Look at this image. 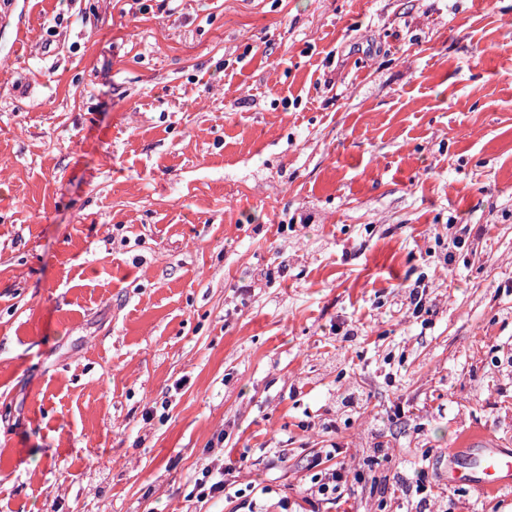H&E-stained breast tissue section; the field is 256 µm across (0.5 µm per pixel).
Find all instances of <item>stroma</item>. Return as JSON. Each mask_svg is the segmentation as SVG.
I'll use <instances>...</instances> for the list:
<instances>
[{
  "label": "stroma",
  "instance_id": "obj_1",
  "mask_svg": "<svg viewBox=\"0 0 512 512\" xmlns=\"http://www.w3.org/2000/svg\"><path fill=\"white\" fill-rule=\"evenodd\" d=\"M507 18L0 0V512H306L333 446L406 482L348 512H512L442 481L512 448ZM224 475V467H219L216 469L212 467L203 468L201 472L198 473L194 481L197 487L203 489L199 495L204 497V488L207 487L208 493L206 494V497L209 495H211V497H223L224 490L226 492V488L228 486L226 480L224 479Z\"/></svg>",
  "mask_w": 512,
  "mask_h": 512
}]
</instances>
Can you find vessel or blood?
<instances>
[{"label":"vessel or blood","instance_id":"obj_1","mask_svg":"<svg viewBox=\"0 0 512 512\" xmlns=\"http://www.w3.org/2000/svg\"><path fill=\"white\" fill-rule=\"evenodd\" d=\"M446 480L449 486L474 488L490 496L512 489V452L487 435L466 434L448 458Z\"/></svg>","mask_w":512,"mask_h":512}]
</instances>
